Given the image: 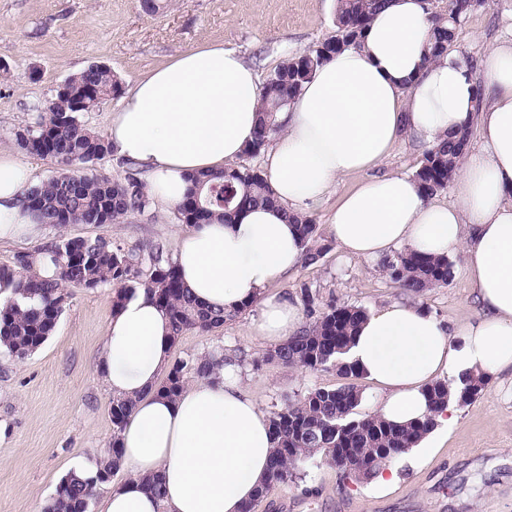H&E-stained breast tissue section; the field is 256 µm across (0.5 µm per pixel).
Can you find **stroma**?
<instances>
[{
    "label": "stroma",
    "mask_w": 512,
    "mask_h": 512,
    "mask_svg": "<svg viewBox=\"0 0 512 512\" xmlns=\"http://www.w3.org/2000/svg\"><path fill=\"white\" fill-rule=\"evenodd\" d=\"M335 10L336 0H170L164 13L150 16L140 0H0V146L16 150L32 182L41 183L56 163L20 149L15 132L36 121L68 77L101 64L126 88L203 43L240 50L264 77L286 56L329 38ZM509 37L512 0H486L459 25L453 50L477 57ZM187 229L177 212L154 203L114 224H73L63 232L99 235L126 251L160 242L172 253ZM451 259L448 285L414 296L382 267L334 246L318 262L300 263L276 290L297 301L311 293L317 312L331 304L373 312L403 301L453 324L475 307L464 255ZM257 312L253 305L208 334L187 332L171 359L224 350L237 359L243 385L267 414L284 397L342 385L332 370L265 362L272 344L247 329ZM111 318V287L73 288L54 335L38 351L23 359L0 352V512H42L72 463L94 459L111 444L112 397L94 372ZM253 512H512V376L492 380L457 407L455 423L420 452L415 467L403 469L387 495L371 493L365 479L340 483L323 464L256 501Z\"/></svg>",
    "instance_id": "35a3bbf8"
}]
</instances>
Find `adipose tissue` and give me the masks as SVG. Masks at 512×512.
I'll list each match as a JSON object with an SVG mask.
<instances>
[{"label":"adipose tissue","instance_id":"ef3b65f1","mask_svg":"<svg viewBox=\"0 0 512 512\" xmlns=\"http://www.w3.org/2000/svg\"><path fill=\"white\" fill-rule=\"evenodd\" d=\"M431 32L423 0H390L359 46L324 63L279 121L264 156L275 206L184 233L174 261L193 296L215 310L259 301L249 331L283 344L301 328L299 306L272 286L303 257L289 215L322 200L338 178L361 175L332 212L327 230L348 254L380 262L403 246L434 255L463 251L477 313L447 325L425 309L393 302L368 314L346 359L380 385L383 419L434 415L427 386L465 371L512 373V39L488 47L471 74L456 55L426 56ZM263 86L243 55L222 44L186 50L127 90L109 140L144 168L163 207L182 202L188 178L238 158L259 121ZM479 128L477 148L457 170L456 203L424 197L401 174H377L401 137L429 147L446 133ZM29 173L0 149V245L32 235L24 207ZM168 320L145 292L110 320L96 372L106 390L134 402L120 433L127 479L101 512H241L263 484L275 452L269 419L244 389L235 364L175 398L157 387L170 359ZM160 476L164 498L142 486Z\"/></svg>","mask_w":512,"mask_h":512}]
</instances>
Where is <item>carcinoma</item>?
<instances>
[{
	"label": "carcinoma",
	"mask_w": 512,
	"mask_h": 512,
	"mask_svg": "<svg viewBox=\"0 0 512 512\" xmlns=\"http://www.w3.org/2000/svg\"><path fill=\"white\" fill-rule=\"evenodd\" d=\"M388 0H336L335 35L319 47L286 57L264 83L260 118L254 139L243 156L259 155L280 131L277 112L290 101L316 70L342 50L352 46L349 37L362 38L373 15ZM480 7L476 0H448V16L434 17L430 56L440 57L453 46L461 20ZM72 94L88 97L89 108L109 96L119 85L111 69L91 65L68 78ZM67 103L54 96L33 125L16 131L24 150L50 158L65 166L76 162L84 172L78 184L69 186L58 176L29 189L26 208L35 213L43 226L59 228L67 224L102 226L130 214H143L151 199L134 173L122 181L87 172L89 165L112 153L107 137L94 133L81 120L80 113L66 112ZM472 130L466 128L439 140L424 153L413 174L425 195L431 197L448 187L452 174L464 157ZM190 187L178 208L187 224L226 223L246 208L271 206L272 191L262 170L247 164L206 172L189 178ZM297 224L305 259L313 263L327 252L313 219L303 214L291 217ZM389 277L404 291L421 296L432 288L445 286L453 278L454 264L447 256H434L403 249L386 260ZM13 283V297L0 304V348L9 356L23 359L40 349L54 334L66 306L58 298L68 296L67 288L96 290L114 288L112 312L140 289L153 296L164 312L170 328L171 344L189 331L207 334L236 317L241 310L214 311L197 302L185 286L177 267L160 243L140 251L113 247L101 236L67 237L56 235L32 252L14 257L13 265L0 266V281ZM362 306H329L288 342L266 356L286 367L310 371L334 370L346 378L362 377L343 355L357 328L367 316ZM224 365L219 350L190 356L174 362L159 382L157 393L174 398L189 380H205ZM489 383L483 374H465L462 386L454 389L446 380L427 389L435 413L453 401L467 404L478 397ZM362 394L353 383L340 387L314 388L305 395L288 399L272 413L270 424L277 454L267 483L259 497L298 478L300 467L329 465L341 482L370 477L381 467L417 445L434 428L428 416L407 424H395L376 414H361ZM133 400L112 397V450L100 455L96 478L85 480L71 471L63 476L44 512H91L98 486L110 481L120 469L122 449L119 433L126 425Z\"/></svg>",
	"instance_id": "cac0c4a2"
}]
</instances>
